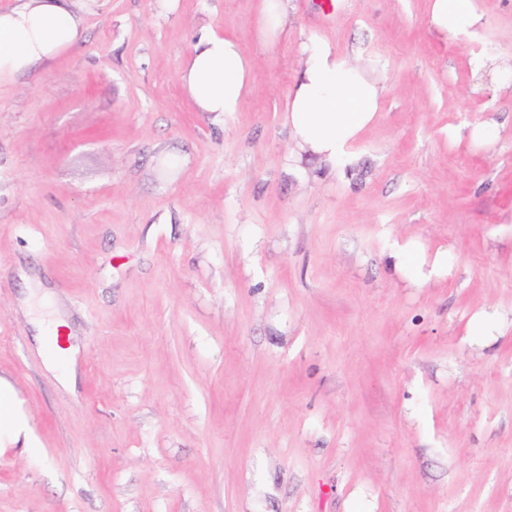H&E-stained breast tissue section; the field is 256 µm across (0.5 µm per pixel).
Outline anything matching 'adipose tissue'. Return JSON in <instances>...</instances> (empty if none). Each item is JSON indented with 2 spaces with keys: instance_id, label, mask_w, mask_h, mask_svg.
<instances>
[{
  "instance_id": "obj_1",
  "label": "adipose tissue",
  "mask_w": 512,
  "mask_h": 512,
  "mask_svg": "<svg viewBox=\"0 0 512 512\" xmlns=\"http://www.w3.org/2000/svg\"><path fill=\"white\" fill-rule=\"evenodd\" d=\"M98 7L99 0H14L0 8V82L47 67L78 45L87 16ZM481 18L474 0H430V21L444 35L462 38ZM304 52L306 66L286 103L292 142L298 151L332 163L376 120L384 89L365 67L321 40H309ZM253 68L234 38L209 29L199 35L179 82L199 111L233 112ZM386 260L397 272L414 267L418 286L452 270L447 254L427 262L416 258L409 242L391 249Z\"/></svg>"
}]
</instances>
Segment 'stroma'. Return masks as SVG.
I'll list each match as a JSON object with an SVG mask.
<instances>
[{
  "label": "stroma",
  "instance_id": "35a3bbf8",
  "mask_svg": "<svg viewBox=\"0 0 512 512\" xmlns=\"http://www.w3.org/2000/svg\"><path fill=\"white\" fill-rule=\"evenodd\" d=\"M475 2L456 40L430 0H288L272 42L263 0H105L0 84V377L34 442L0 447V512H512V82L471 66L512 63V0ZM205 28L256 63L237 111L180 88ZM312 36L385 87L332 167L289 155ZM405 239L450 276L394 275Z\"/></svg>",
  "mask_w": 512,
  "mask_h": 512
}]
</instances>
